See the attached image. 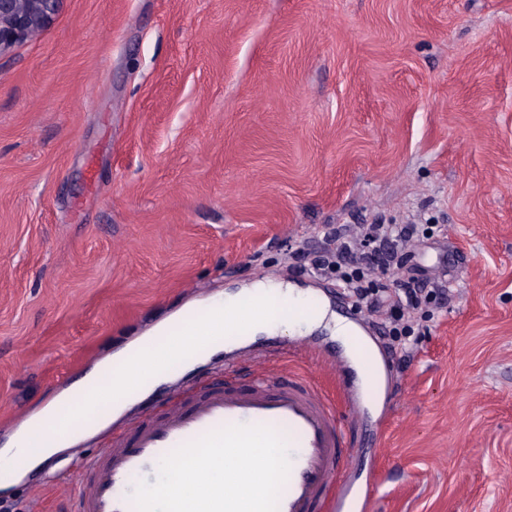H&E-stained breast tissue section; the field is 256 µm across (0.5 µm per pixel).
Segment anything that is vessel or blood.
Masks as SVG:
<instances>
[{"mask_svg":"<svg viewBox=\"0 0 512 512\" xmlns=\"http://www.w3.org/2000/svg\"><path fill=\"white\" fill-rule=\"evenodd\" d=\"M240 356L247 359L257 381L240 386L238 366L228 364L223 382L199 381L169 396L155 414L129 420L113 434L108 447L92 454L74 442L68 452L82 478L66 487L73 512H128L132 478L146 477L179 447L235 425L289 430L290 470L277 512H366L379 485L369 483L362 498L351 496L344 485L356 464L345 446L344 427L357 423L365 405L364 397L351 389L347 359L305 339L247 348ZM297 360L315 361L335 376L341 407H334L310 377L283 370L284 362ZM126 391L125 384L113 382L111 368L102 369L95 381L69 396L68 406L83 415L68 425V433L101 420L111 412L113 398Z\"/></svg>","mask_w":512,"mask_h":512,"instance_id":"1","label":"vessel or blood"}]
</instances>
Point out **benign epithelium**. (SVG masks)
<instances>
[{
    "label": "benign epithelium",
    "mask_w": 512,
    "mask_h": 512,
    "mask_svg": "<svg viewBox=\"0 0 512 512\" xmlns=\"http://www.w3.org/2000/svg\"><path fill=\"white\" fill-rule=\"evenodd\" d=\"M63 0H0V56L36 37L56 17Z\"/></svg>",
    "instance_id": "obj_1"
}]
</instances>
